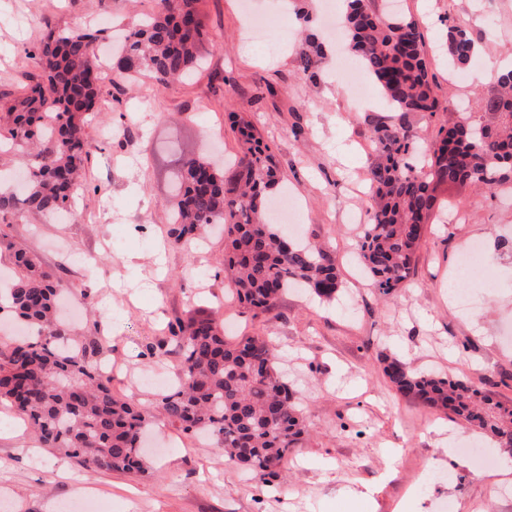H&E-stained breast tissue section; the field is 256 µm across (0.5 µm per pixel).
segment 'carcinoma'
I'll list each match as a JSON object with an SVG mask.
<instances>
[{
  "label": "carcinoma",
  "instance_id": "carcinoma-1",
  "mask_svg": "<svg viewBox=\"0 0 512 512\" xmlns=\"http://www.w3.org/2000/svg\"><path fill=\"white\" fill-rule=\"evenodd\" d=\"M201 0H155V8L130 31L116 65L130 74L148 72L162 87L184 83L201 62L205 23ZM345 34L350 49L384 96L394 117L371 121L375 158L369 167L374 196L359 242L360 260L382 293L402 287L411 275L427 225L448 202L439 191L466 182L494 190L512 169V70L496 79L481 112L439 128L419 152L411 114L432 117L439 100L418 23L389 15L376 0H346ZM98 35L73 27L50 29L37 56L41 78L6 109L7 140L28 148L23 191L0 185V237L9 217L64 213L83 187L88 157L85 124L102 93ZM444 52L453 66L468 63L476 45L460 26L447 25ZM323 47L307 34L298 50L299 70L317 75ZM243 144L232 181L202 152L178 150L174 164H160L173 182L165 201L169 237L190 243L210 224L224 225V269L239 307L255 314L273 309L295 284L324 302L341 287L336 257L294 239L267 220L268 196L279 183L270 146L250 123L234 118ZM15 266L0 292L5 309L38 339L0 342V406L18 411L33 426L41 447L75 461L87 473L143 471L142 435L153 413L116 395L112 378L96 365L107 346L79 336L60 317L68 285L44 270L26 250L13 251ZM170 342L181 354L176 387L160 394L155 408L185 433H208L229 461L252 480L272 486L288 451L306 427L302 410L279 370L280 352L266 336H224L217 315L176 318ZM382 373L403 398L453 415V419L512 447V405L493 400L461 380L413 370L386 357Z\"/></svg>",
  "mask_w": 512,
  "mask_h": 512
}]
</instances>
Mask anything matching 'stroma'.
I'll list each match as a JSON object with an SVG mask.
<instances>
[{"label":"stroma","mask_w":512,"mask_h":512,"mask_svg":"<svg viewBox=\"0 0 512 512\" xmlns=\"http://www.w3.org/2000/svg\"><path fill=\"white\" fill-rule=\"evenodd\" d=\"M202 0L208 38L204 64L185 83L155 86L147 76L128 83L113 76L98 112L88 117L90 155L78 204L85 220L14 218L0 244V269L13 247L38 256L51 273L71 283L79 333L106 338L114 371L112 390L145 405L157 388L141 378L154 370L177 378L176 354L152 356L175 318L220 312L231 337L269 336L284 357L279 368L304 411L307 431L275 481L260 489L213 442H201L161 419L145 439L144 470L91 476L62 454L39 447L31 432L0 436V497L8 512H61L73 500L91 499L107 512H512V486L500 489L488 470L448 443L454 422L398 397L382 377L379 355L393 354L419 370L459 378L495 400L512 404V257L498 235H512V206L473 184L445 191L448 221L428 228L405 288L385 296L356 255L367 209L366 172L374 159L370 122L387 116L380 94L356 100L338 78L336 38L322 33L329 50L316 78L299 70L296 9L322 14L323 0ZM416 19L440 107L433 117L410 116L432 137L457 119L456 102L479 111L491 80L490 65L512 64V0H400ZM154 0H0V93L22 96L40 73L33 51L47 29L62 32L108 17L99 37L133 28ZM276 11L257 44L243 40L251 15ZM464 29L477 54L449 68L439 52L448 22ZM250 121L271 147L281 182L273 198L300 204L296 236L324 243L335 253L342 287L323 302L301 290L283 295L274 309L240 313L227 306L224 235L209 232L200 244H176L167 234L165 183L156 160L170 142L202 147L224 162L232 177L241 148L229 113ZM487 244L486 277L464 281L473 301L460 310L448 299L457 256L472 240ZM96 250L87 269L77 259ZM452 471L453 478L420 486L422 477Z\"/></svg>","instance_id":"1"}]
</instances>
